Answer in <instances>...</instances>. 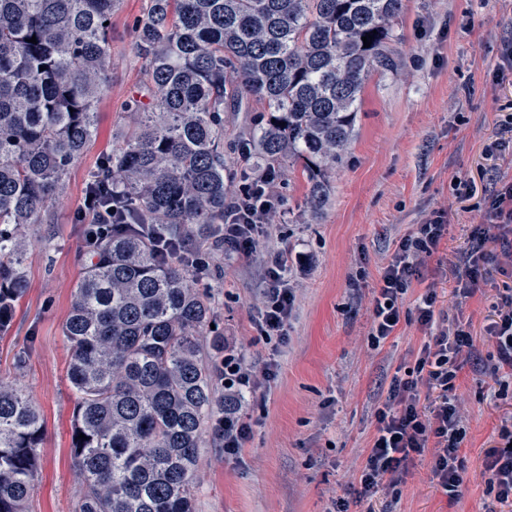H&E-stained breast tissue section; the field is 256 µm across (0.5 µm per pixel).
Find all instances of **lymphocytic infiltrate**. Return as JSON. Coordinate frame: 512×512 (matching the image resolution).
I'll list each match as a JSON object with an SVG mask.
<instances>
[{
    "label": "lymphocytic infiltrate",
    "instance_id": "f902f5d3",
    "mask_svg": "<svg viewBox=\"0 0 512 512\" xmlns=\"http://www.w3.org/2000/svg\"><path fill=\"white\" fill-rule=\"evenodd\" d=\"M456 190L460 199L474 200L480 221L469 235V248L450 254L440 270L454 280V293L463 299L481 292L490 272L508 278V285L492 305L486 327L496 356L491 365H484L470 322L448 320L437 306L435 285H428L415 304L426 337L414 364L393 375L374 412L376 432L360 465L358 481L348 496L333 500L332 512H350L351 504L362 502L368 503L367 512H376L377 501H398L400 487L417 459L427 462L432 481L449 500H456L465 473L461 454L464 413L457 396L460 374L465 366H484L500 387L512 385V179L496 180L493 189L481 197L468 179L458 181ZM277 203L275 184L270 181L258 193L244 188L224 216L225 255L256 259L264 268L268 286L260 294L257 313L260 328L269 339L282 334L295 300L294 290L284 278L287 256L259 251ZM447 234L448 215L440 210L400 239L373 290V345L385 342L397 330L404 315V295L421 281L427 260L438 252ZM490 243L495 246L491 252L486 249ZM275 376L273 362L252 363L243 347L225 346V457H238L251 438V419L242 410V398L263 394ZM498 437V446L487 452L484 478L488 491L504 504L512 502V422L501 425Z\"/></svg>",
    "mask_w": 512,
    "mask_h": 512
}]
</instances>
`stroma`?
<instances>
[{
	"label": "stroma",
	"instance_id": "35a3bbf8",
	"mask_svg": "<svg viewBox=\"0 0 512 512\" xmlns=\"http://www.w3.org/2000/svg\"><path fill=\"white\" fill-rule=\"evenodd\" d=\"M146 6L147 0H123L112 17V67L96 107L97 137L52 202L53 223L26 229L27 290L0 337V378L23 387L44 421L29 512H71L81 486L71 448V350L63 333L86 258L84 227L75 223L74 212L88 173L117 147L129 122L126 105L143 80L135 25ZM511 40L512 0H404L389 43L396 65L369 76L351 144L331 174L318 218L306 211L300 168L278 177L281 207L261 250L310 259L305 271L288 268L296 299L286 343L262 342L250 315L265 286L259 263L217 252L195 271L219 333L243 344L253 361L277 364L264 396L245 406L253 432L241 457L225 458L215 444L201 449L198 512H328L355 481L375 432L374 405L396 368L413 365L424 336L417 321H404L395 336L372 347L371 288L399 238L433 210H446L450 223L440 257L468 248L479 216L456 198V179H474L482 192L497 177L512 176V151L494 159L485 155L500 130L502 105L512 103V79L494 78L501 44ZM427 280L449 318L470 319L482 356L493 354L485 327L501 276L464 301L436 270L428 271ZM459 392L466 416L460 495L448 500L419 460L394 512H496L482 472L503 417L512 414V387L499 390L490 374L468 367Z\"/></svg>",
	"mask_w": 512,
	"mask_h": 512
}]
</instances>
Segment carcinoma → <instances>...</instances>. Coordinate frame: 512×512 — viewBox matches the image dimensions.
Here are the masks:
<instances>
[{"instance_id":"1","label":"carcinoma","mask_w":512,"mask_h":512,"mask_svg":"<svg viewBox=\"0 0 512 512\" xmlns=\"http://www.w3.org/2000/svg\"><path fill=\"white\" fill-rule=\"evenodd\" d=\"M121 0H0V333L26 291L29 224L97 136ZM403 0H149L135 30L150 101L89 176L119 225L91 248L63 332L76 393L74 512H197L199 448L224 426V337L191 268L224 249V109L264 115L229 150L251 182L301 165L322 211L361 92L393 62ZM374 34L370 47L362 37ZM36 38L37 43L29 42ZM85 438H79V434ZM44 423L0 380V512H27Z\"/></svg>"}]
</instances>
